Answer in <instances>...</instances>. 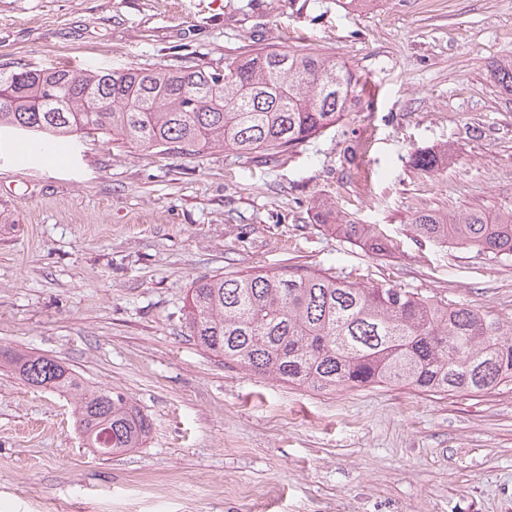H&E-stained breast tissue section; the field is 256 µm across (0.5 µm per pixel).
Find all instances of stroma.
I'll return each instance as SVG.
<instances>
[{
  "label": "stroma",
  "mask_w": 512,
  "mask_h": 512,
  "mask_svg": "<svg viewBox=\"0 0 512 512\" xmlns=\"http://www.w3.org/2000/svg\"><path fill=\"white\" fill-rule=\"evenodd\" d=\"M295 46L346 61L365 90L272 160L94 135L60 159L0 131V348L63 362L152 422L144 447L99 457L68 397L1 368L0 512H512V385L313 392L223 364L184 327L194 279L296 268L512 325V257L409 225L418 208L512 207V93L491 70L512 57V0H0V66L209 70ZM444 150L434 177L412 163ZM325 197L391 254L320 227Z\"/></svg>",
  "instance_id": "1"
}]
</instances>
